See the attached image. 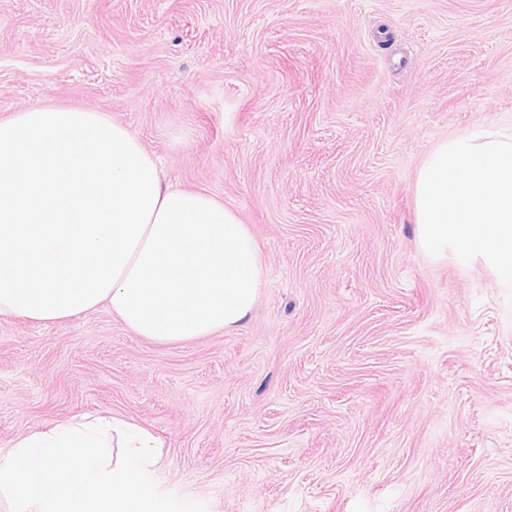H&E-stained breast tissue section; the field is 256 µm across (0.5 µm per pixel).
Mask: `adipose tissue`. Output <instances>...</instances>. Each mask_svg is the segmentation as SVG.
<instances>
[{
  "mask_svg": "<svg viewBox=\"0 0 512 512\" xmlns=\"http://www.w3.org/2000/svg\"><path fill=\"white\" fill-rule=\"evenodd\" d=\"M265 284L238 212L167 183L124 124L42 106L0 119V315L56 324L105 305L175 344L237 330ZM161 441L84 415L0 452V512H172L149 480Z\"/></svg>",
  "mask_w": 512,
  "mask_h": 512,
  "instance_id": "obj_1",
  "label": "adipose tissue"
}]
</instances>
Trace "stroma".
Wrapping results in <instances>:
<instances>
[{"instance_id": "1", "label": "stroma", "mask_w": 512, "mask_h": 512, "mask_svg": "<svg viewBox=\"0 0 512 512\" xmlns=\"http://www.w3.org/2000/svg\"><path fill=\"white\" fill-rule=\"evenodd\" d=\"M48 104L237 210L266 280L173 345L0 316L1 449L111 414L195 512H512V301L414 214L440 139L512 122V0H0V119Z\"/></svg>"}]
</instances>
